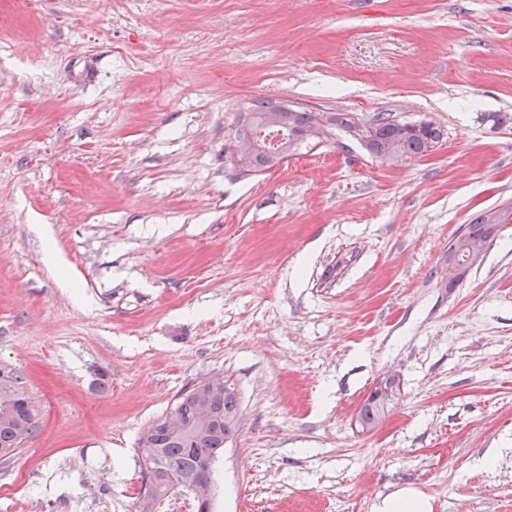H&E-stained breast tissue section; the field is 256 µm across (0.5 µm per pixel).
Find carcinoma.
<instances>
[{
  "label": "carcinoma",
  "instance_id": "1",
  "mask_svg": "<svg viewBox=\"0 0 512 512\" xmlns=\"http://www.w3.org/2000/svg\"><path fill=\"white\" fill-rule=\"evenodd\" d=\"M313 112L294 113L289 122L288 136L296 145L306 142L304 134L315 125ZM347 131L361 132L358 140L374 156L384 155L398 162L432 151L442 137L441 128L433 122L418 133L406 130L402 123L382 114L364 123L350 112L338 117ZM462 236L448 241V253L461 248V237L486 246L493 241L488 210L474 215L460 228ZM389 388L378 385L358 410L362 430L375 428L388 407L375 401V394ZM209 408L214 420L205 424L200 420L203 408ZM240 396L235 384L225 381L212 385L200 381L189 386L174 408L154 421L140 436L143 481L135 502V512H159L163 500L170 498V490L194 488L202 481V464L208 460L218 463L224 456L225 441L239 429ZM39 429L38 410L24 388L23 378L15 372L0 369V457L16 454L23 444L32 439Z\"/></svg>",
  "mask_w": 512,
  "mask_h": 512
}]
</instances>
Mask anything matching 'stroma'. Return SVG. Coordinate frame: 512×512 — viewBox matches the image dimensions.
Masks as SVG:
<instances>
[{
	"mask_svg": "<svg viewBox=\"0 0 512 512\" xmlns=\"http://www.w3.org/2000/svg\"><path fill=\"white\" fill-rule=\"evenodd\" d=\"M257 100L443 138L391 165L336 127L248 172ZM510 201L512 0H0V366L39 413L0 512H132L141 434L217 374L214 512H512V224L448 274ZM500 206H506L507 209L510 210V214L507 216V219L511 218L509 222L505 221L501 224H512V205L504 204ZM496 206V207H500ZM491 208L484 209L479 211L476 215H474L469 224H463V226L455 233V235L448 241V255L458 252L461 248L460 241L462 237H466L468 241L471 243L480 244L482 247L474 244H470V242L463 241L462 245L465 250H467L470 254V260L474 262H479L483 256L484 248L490 244L496 234L492 237V226L497 225L498 227L501 224H489L488 223V211ZM462 232V235L459 237L458 235ZM492 237V238H491ZM382 384L383 382L370 392L358 410V422L362 427V431L375 428L388 411V406L379 405V403L375 401L374 397L375 394L387 390L391 385L389 382H386L384 386ZM429 501L415 490L401 488L384 499L377 512H430Z\"/></svg>",
	"mask_w": 512,
	"mask_h": 512,
	"instance_id": "stroma-1",
	"label": "stroma"
}]
</instances>
